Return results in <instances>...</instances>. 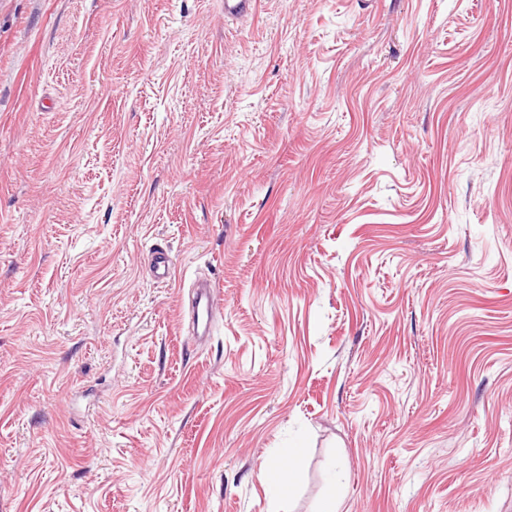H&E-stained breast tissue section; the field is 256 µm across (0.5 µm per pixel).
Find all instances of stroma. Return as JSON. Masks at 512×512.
<instances>
[{
  "label": "stroma",
  "mask_w": 512,
  "mask_h": 512,
  "mask_svg": "<svg viewBox=\"0 0 512 512\" xmlns=\"http://www.w3.org/2000/svg\"><path fill=\"white\" fill-rule=\"evenodd\" d=\"M334 495L512 512V0H0V512ZM212 315L211 288L207 282L201 283L196 289L194 318L197 327L200 326L202 328V335L210 333ZM306 446L303 442L296 443L288 452L290 464L288 468L282 459H273L262 469L263 479L272 487L278 496H289L294 490L292 475L299 462L306 454Z\"/></svg>",
  "instance_id": "obj_1"
}]
</instances>
